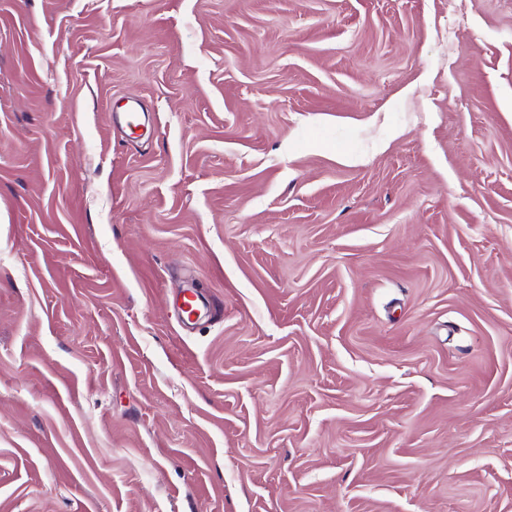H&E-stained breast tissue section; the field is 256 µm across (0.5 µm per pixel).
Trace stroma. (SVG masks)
<instances>
[{
	"label": "stroma",
	"mask_w": 512,
	"mask_h": 512,
	"mask_svg": "<svg viewBox=\"0 0 512 512\" xmlns=\"http://www.w3.org/2000/svg\"><path fill=\"white\" fill-rule=\"evenodd\" d=\"M0 512H512V0H0ZM205 308V302L196 293L195 289L187 288L183 291L178 304V314L183 324H193L195 320L201 317Z\"/></svg>",
	"instance_id": "1"
}]
</instances>
